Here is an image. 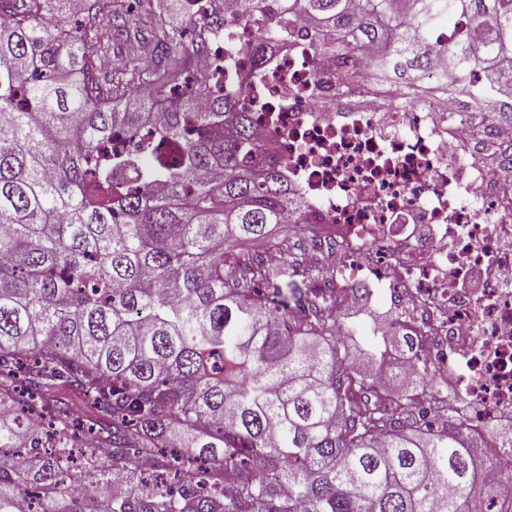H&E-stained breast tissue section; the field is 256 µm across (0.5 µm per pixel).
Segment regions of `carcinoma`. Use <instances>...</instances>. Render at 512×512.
<instances>
[{
    "label": "carcinoma",
    "instance_id": "cac0c4a2",
    "mask_svg": "<svg viewBox=\"0 0 512 512\" xmlns=\"http://www.w3.org/2000/svg\"><path fill=\"white\" fill-rule=\"evenodd\" d=\"M239 8L269 21L255 79L288 39L278 18L303 14L314 51L372 47L403 101L436 66L512 92V0ZM1 14L0 512H472L499 469L443 391L382 408L341 350L336 293L233 249L307 211L246 89L194 69L232 38L219 0H149L133 26L114 0ZM114 41L133 54L103 85ZM119 132L134 151L112 146Z\"/></svg>",
    "mask_w": 512,
    "mask_h": 512
}]
</instances>
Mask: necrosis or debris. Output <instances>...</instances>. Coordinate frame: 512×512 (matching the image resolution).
<instances>
[{
  "instance_id": "1",
  "label": "necrosis or debris",
  "mask_w": 512,
  "mask_h": 512,
  "mask_svg": "<svg viewBox=\"0 0 512 512\" xmlns=\"http://www.w3.org/2000/svg\"><path fill=\"white\" fill-rule=\"evenodd\" d=\"M248 87L268 104L257 125L283 154L309 215L300 233L334 240L341 299L367 289L413 338L393 381L447 383L458 419L489 436L504 463L484 512L512 505V175L489 155L512 120L472 131L449 93L398 104L354 53L357 79L338 87L335 56L315 52L306 21Z\"/></svg>"
}]
</instances>
